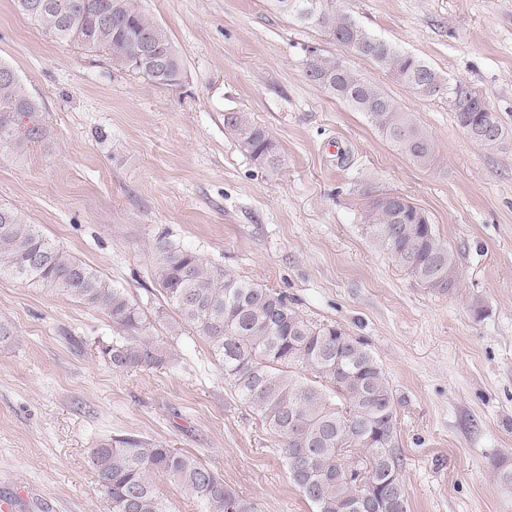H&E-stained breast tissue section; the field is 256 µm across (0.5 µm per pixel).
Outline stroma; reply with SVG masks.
<instances>
[{"label":"stroma","instance_id":"stroma-1","mask_svg":"<svg viewBox=\"0 0 512 512\" xmlns=\"http://www.w3.org/2000/svg\"><path fill=\"white\" fill-rule=\"evenodd\" d=\"M184 64L159 87L109 56L53 40L0 0V62L39 110L44 140L0 149V204L127 289L153 324L157 365L112 368L103 311L0 276V497L17 512H108L92 448L135 437L191 454L260 512H312L280 440L224 381L208 340L153 278L168 236L287 295L311 322L364 339L399 402L409 512H512V0H336L375 35L467 81L498 112L489 150L448 97L419 95L266 0H140ZM316 46L382 87L434 140L416 166L367 118L308 80ZM250 113L280 156L257 166L224 126ZM423 208L459 287L418 283L364 226L363 187Z\"/></svg>","mask_w":512,"mask_h":512}]
</instances>
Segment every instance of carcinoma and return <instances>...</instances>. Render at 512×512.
Wrapping results in <instances>:
<instances>
[{
	"label": "carcinoma",
	"instance_id": "cac0c4a2",
	"mask_svg": "<svg viewBox=\"0 0 512 512\" xmlns=\"http://www.w3.org/2000/svg\"><path fill=\"white\" fill-rule=\"evenodd\" d=\"M19 10L49 35L92 52L159 86L180 83L183 65L167 31L138 0H14ZM274 11L301 26H314L345 47L356 43L391 78L416 93L434 97L449 80L424 60L373 34L336 8V0H267ZM315 4L309 23L303 11ZM150 37L158 66L145 63L140 36ZM308 79L363 113L377 131L414 164L436 160L431 137L382 88L318 47L305 49ZM458 126L488 125L482 140L498 148L504 128L498 113L465 83L448 101ZM37 111L14 70L0 63V146L19 151L46 136L32 124L18 131L20 118ZM224 126L238 149L258 165L275 168L280 159L265 129L248 113L227 112ZM367 234L413 279L450 293L458 284L455 254L435 233L428 216L396 193L364 189ZM154 279L182 319L211 342L224 365V381L254 408L281 438L288 477L314 512H408L399 479L397 395L363 341L331 324H314L287 297L199 258L166 237L153 246ZM0 275L59 291L101 309L124 335L101 347L112 368L127 370L161 361L151 341L152 323L125 289L109 284L94 268L70 256L29 224L17 209L0 204ZM101 493L109 512H171L155 480L167 477L199 504L200 512H258L197 457L133 437L103 442L92 450Z\"/></svg>",
	"mask_w": 512,
	"mask_h": 512
}]
</instances>
